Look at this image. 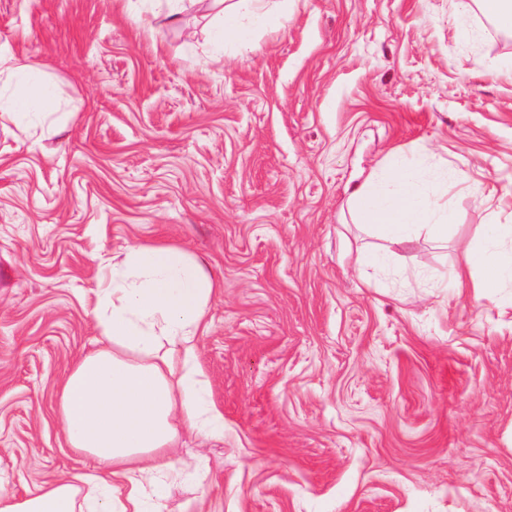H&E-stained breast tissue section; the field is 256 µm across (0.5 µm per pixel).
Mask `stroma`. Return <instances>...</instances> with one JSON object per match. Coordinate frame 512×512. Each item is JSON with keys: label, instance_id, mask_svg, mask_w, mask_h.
<instances>
[{"label": "stroma", "instance_id": "1", "mask_svg": "<svg viewBox=\"0 0 512 512\" xmlns=\"http://www.w3.org/2000/svg\"><path fill=\"white\" fill-rule=\"evenodd\" d=\"M155 10L0 0V51L57 102L0 108V486L86 467L54 399L101 269L168 243L216 283L195 366L224 435L181 434L166 512H512V286L453 279L512 225V35L451 0H290L244 49L207 0ZM419 157L459 179L447 243L355 224L351 192Z\"/></svg>", "mask_w": 512, "mask_h": 512}]
</instances>
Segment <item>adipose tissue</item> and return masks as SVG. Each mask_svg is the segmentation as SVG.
<instances>
[{"instance_id":"1","label":"adipose tissue","mask_w":512,"mask_h":512,"mask_svg":"<svg viewBox=\"0 0 512 512\" xmlns=\"http://www.w3.org/2000/svg\"><path fill=\"white\" fill-rule=\"evenodd\" d=\"M212 28L225 41L243 42L238 14L275 23L289 0H212ZM26 64L0 54V77L10 102L49 114L50 93L34 96ZM367 229L404 237L413 227L438 242L448 239L441 206L414 173L412 162L393 169L389 181L367 179L349 198ZM481 269L477 295L494 299L512 283V225L499 224L483 245L466 247L458 277ZM214 282L176 245H134L105 268L93 315L100 345L67 371L55 411L75 454L97 466L63 475L38 491L18 495L0 487V512H163L166 480L187 466L168 459L180 430L211 437L224 431V417L204 397L192 367L205 329Z\"/></svg>"}]
</instances>
